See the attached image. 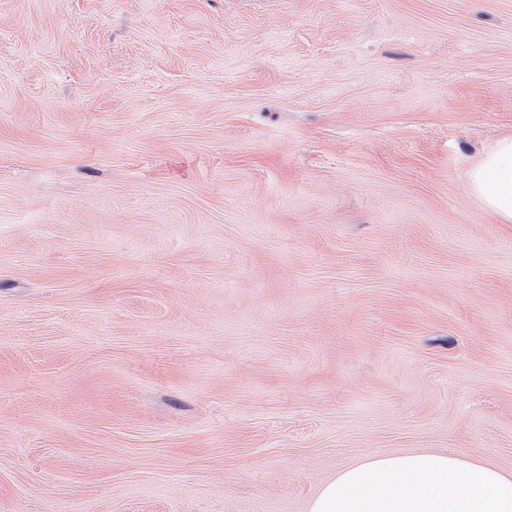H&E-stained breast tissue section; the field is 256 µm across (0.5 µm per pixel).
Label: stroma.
Wrapping results in <instances>:
<instances>
[{
	"label": "stroma",
	"instance_id": "1",
	"mask_svg": "<svg viewBox=\"0 0 512 512\" xmlns=\"http://www.w3.org/2000/svg\"><path fill=\"white\" fill-rule=\"evenodd\" d=\"M512 0H0V512H309L512 471ZM470 194L498 224H512V136L499 139L465 173ZM310 512H512V472L453 453L373 456L323 484Z\"/></svg>",
	"mask_w": 512,
	"mask_h": 512
}]
</instances>
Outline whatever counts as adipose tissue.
Listing matches in <instances>:
<instances>
[{"mask_svg": "<svg viewBox=\"0 0 512 512\" xmlns=\"http://www.w3.org/2000/svg\"><path fill=\"white\" fill-rule=\"evenodd\" d=\"M465 182L497 223L512 224V136L483 154ZM310 512H512V472L453 453L373 456L323 484Z\"/></svg>", "mask_w": 512, "mask_h": 512, "instance_id": "1", "label": "adipose tissue"}]
</instances>
